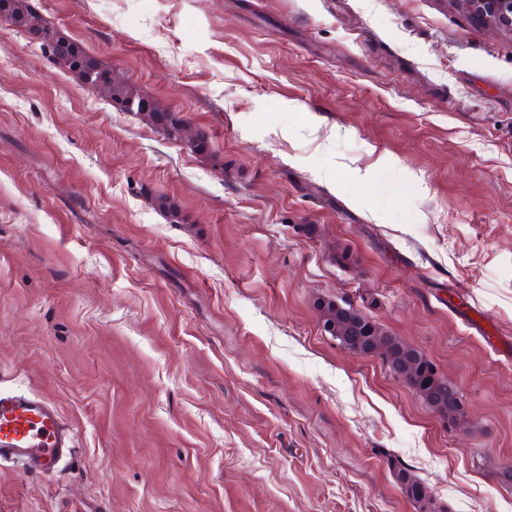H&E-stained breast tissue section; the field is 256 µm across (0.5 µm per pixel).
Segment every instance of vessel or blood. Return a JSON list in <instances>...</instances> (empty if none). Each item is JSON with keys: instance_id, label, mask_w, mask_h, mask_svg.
Listing matches in <instances>:
<instances>
[{"instance_id": "vessel-or-blood-1", "label": "vessel or blood", "mask_w": 512, "mask_h": 512, "mask_svg": "<svg viewBox=\"0 0 512 512\" xmlns=\"http://www.w3.org/2000/svg\"><path fill=\"white\" fill-rule=\"evenodd\" d=\"M74 449V431L51 402L27 392L0 391V459L51 474Z\"/></svg>"}]
</instances>
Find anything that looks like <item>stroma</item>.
<instances>
[{
    "instance_id": "stroma-1",
    "label": "stroma",
    "mask_w": 512,
    "mask_h": 512,
    "mask_svg": "<svg viewBox=\"0 0 512 512\" xmlns=\"http://www.w3.org/2000/svg\"><path fill=\"white\" fill-rule=\"evenodd\" d=\"M32 2L219 160L0 16V389L77 436L55 473L0 464V512H422L397 463L433 512H512V33L448 0ZM317 303L322 307L323 316L326 318L325 324L330 325V336L342 347L360 355H367L372 346L373 336H375L371 334L370 322L373 321L346 302L342 306L334 303L333 300H320ZM320 306H316L319 326L326 335L323 330ZM382 343L383 348L378 355L382 357L393 374L407 371L412 362L423 358V355L414 347L393 336L386 335ZM408 385L430 406L435 412H448L459 397L458 392L448 387L434 370L430 368H416L409 373ZM396 478L399 481L404 493L414 502L421 503L422 506L430 505V494L427 487L417 479H414L405 468L394 464Z\"/></svg>"
}]
</instances>
